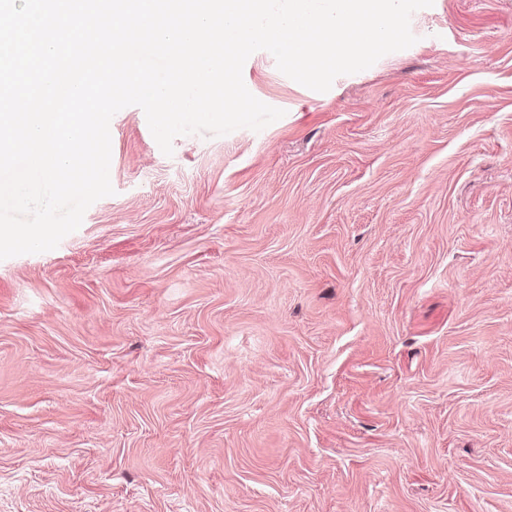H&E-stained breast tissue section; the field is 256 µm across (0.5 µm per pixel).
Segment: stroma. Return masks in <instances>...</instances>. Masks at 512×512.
Wrapping results in <instances>:
<instances>
[{
  "label": "stroma",
  "instance_id": "1",
  "mask_svg": "<svg viewBox=\"0 0 512 512\" xmlns=\"http://www.w3.org/2000/svg\"><path fill=\"white\" fill-rule=\"evenodd\" d=\"M281 119L110 122L114 195L0 261V512H512V0H434Z\"/></svg>",
  "mask_w": 512,
  "mask_h": 512
}]
</instances>
